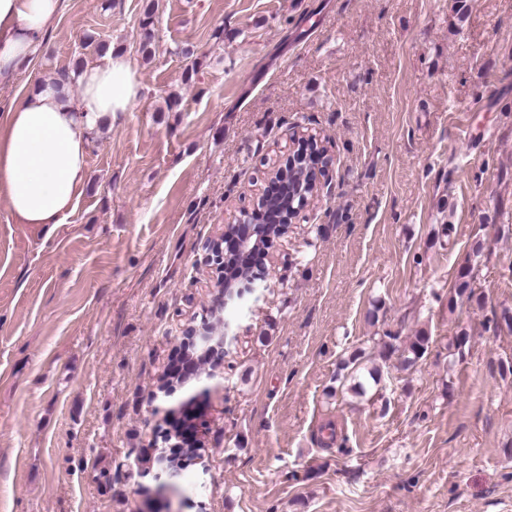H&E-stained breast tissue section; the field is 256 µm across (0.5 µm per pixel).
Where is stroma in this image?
I'll list each match as a JSON object with an SVG mask.
<instances>
[{
	"label": "stroma",
	"instance_id": "obj_1",
	"mask_svg": "<svg viewBox=\"0 0 512 512\" xmlns=\"http://www.w3.org/2000/svg\"><path fill=\"white\" fill-rule=\"evenodd\" d=\"M144 4L68 0L35 58L95 65L96 32L143 92L66 223L0 198V512H512V329L486 328L512 309V0H155L147 62ZM307 133L331 190L225 305L207 245ZM194 317L237 339L160 392ZM422 330L413 369L380 360ZM356 352L381 365L363 397L336 379ZM195 394L204 461L158 490L153 441Z\"/></svg>",
	"mask_w": 512,
	"mask_h": 512
}]
</instances>
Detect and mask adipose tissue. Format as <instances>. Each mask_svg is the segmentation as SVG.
Masks as SVG:
<instances>
[{
	"label": "adipose tissue",
	"instance_id": "obj_1",
	"mask_svg": "<svg viewBox=\"0 0 512 512\" xmlns=\"http://www.w3.org/2000/svg\"><path fill=\"white\" fill-rule=\"evenodd\" d=\"M67 0H0V86L31 70ZM29 81L19 99L0 107V197L19 224H63L86 182L92 138L143 91L135 63L108 50L77 78Z\"/></svg>",
	"mask_w": 512,
	"mask_h": 512
}]
</instances>
